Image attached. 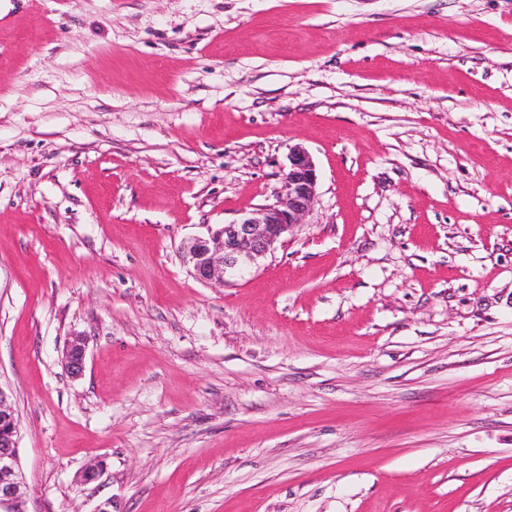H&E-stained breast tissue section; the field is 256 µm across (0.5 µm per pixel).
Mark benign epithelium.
<instances>
[{"mask_svg": "<svg viewBox=\"0 0 512 512\" xmlns=\"http://www.w3.org/2000/svg\"><path fill=\"white\" fill-rule=\"evenodd\" d=\"M317 185V169L310 153L301 145L291 147L276 202L245 212L208 236L181 247L190 273L201 282L222 283L227 274L258 263L296 225L305 223L317 196ZM84 360L85 340L75 336L66 347V369L77 377L83 372ZM18 435L19 421L11 396L0 387V512H25Z\"/></svg>", "mask_w": 512, "mask_h": 512, "instance_id": "benign-epithelium-1", "label": "benign epithelium"}]
</instances>
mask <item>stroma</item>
I'll list each match as a JSON object with an SVG mask.
<instances>
[{"label": "stroma", "instance_id": "1", "mask_svg": "<svg viewBox=\"0 0 512 512\" xmlns=\"http://www.w3.org/2000/svg\"><path fill=\"white\" fill-rule=\"evenodd\" d=\"M0 386L26 512H512V0H0ZM317 185V169L310 153L301 145L291 147L276 202L245 212L207 237L194 238L181 247L190 273L201 282L224 284L227 274L257 264L296 224L305 223ZM85 360V340L82 336H74L69 341L65 352V366L72 376L83 372Z\"/></svg>", "mask_w": 512, "mask_h": 512}]
</instances>
